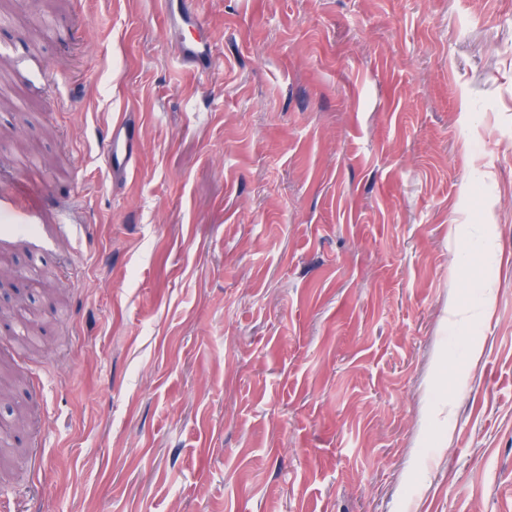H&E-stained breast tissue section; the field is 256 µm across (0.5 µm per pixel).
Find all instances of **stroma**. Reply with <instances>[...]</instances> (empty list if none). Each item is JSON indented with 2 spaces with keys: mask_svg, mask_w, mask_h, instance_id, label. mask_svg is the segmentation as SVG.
<instances>
[{
  "mask_svg": "<svg viewBox=\"0 0 512 512\" xmlns=\"http://www.w3.org/2000/svg\"><path fill=\"white\" fill-rule=\"evenodd\" d=\"M16 0L0 512H512V0ZM140 112L136 170L100 151ZM7 218L10 224H44L43 215L36 198L28 195L20 186L12 196H4L0 190V219Z\"/></svg>",
  "mask_w": 512,
  "mask_h": 512,
  "instance_id": "stroma-1",
  "label": "stroma"
}]
</instances>
